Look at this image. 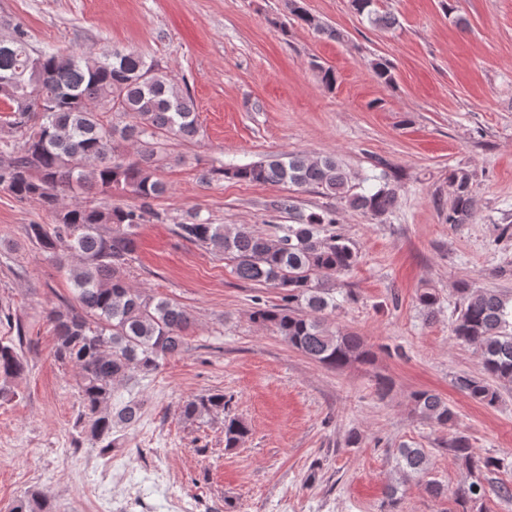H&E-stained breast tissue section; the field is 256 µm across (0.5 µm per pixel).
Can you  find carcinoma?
Masks as SVG:
<instances>
[{
  "mask_svg": "<svg viewBox=\"0 0 512 512\" xmlns=\"http://www.w3.org/2000/svg\"><path fill=\"white\" fill-rule=\"evenodd\" d=\"M353 9L378 28H391L396 18L374 8V0H352ZM293 15L317 33L340 40L343 35L291 0ZM0 102L7 115L0 126V188L20 201L37 200L50 220L28 224V237L59 263L71 256L80 264L70 269L76 305L52 311L57 360L78 370L77 424L91 446L112 448V431L140 417L141 405L131 398L115 401V383L143 378L161 363L186 349L191 319L167 298L132 288L124 269L136 250L133 228L159 218L153 202L165 194L160 176L170 139L195 142L201 135L195 103L159 65L132 50L114 48L88 58L68 48L35 50L27 33L16 28L11 40L0 42ZM221 178L259 184H283L291 191L313 189L371 216L387 214L397 200V187L384 179L355 191L349 174L334 157L284 153L229 168L204 170L201 180ZM451 203L448 223L469 224L474 217L470 174H448ZM109 199L131 195L132 206L95 205L89 194ZM277 209L293 216L270 239L248 226L214 224L195 212L176 222L178 235L223 253L234 263L238 278L270 284L283 292L281 307H258L253 319L273 330L309 359L332 369L367 362L371 353L361 337L336 333L325 315L336 309L335 288L326 278L339 277L358 263L355 245L336 231V212L295 213L293 197ZM453 336L480 351L479 376L463 374L455 387L471 400L494 406L500 390L512 387V296L495 290L461 288ZM23 337L0 339V380L24 372ZM224 394L195 396L178 406L187 420L225 409ZM413 412L431 426L448 432L446 448L466 468L471 482L455 491L463 508L481 505L485 472L512 469L509 456L482 457L470 439L455 431L457 413L439 394L420 390ZM249 434L237 417H224V442L236 448ZM428 469L422 448H398V478L387 484L389 512L401 498L400 485L409 474ZM10 512H55L52 501L38 490L16 499Z\"/></svg>",
  "mask_w": 512,
  "mask_h": 512,
  "instance_id": "carcinoma-1",
  "label": "carcinoma"
}]
</instances>
